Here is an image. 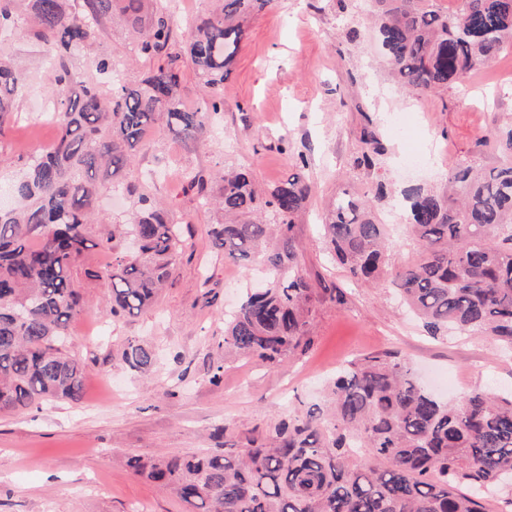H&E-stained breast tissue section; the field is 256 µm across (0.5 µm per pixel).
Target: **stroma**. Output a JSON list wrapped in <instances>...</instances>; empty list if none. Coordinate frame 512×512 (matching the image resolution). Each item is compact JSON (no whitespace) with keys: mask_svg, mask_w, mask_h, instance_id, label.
Masks as SVG:
<instances>
[{"mask_svg":"<svg viewBox=\"0 0 512 512\" xmlns=\"http://www.w3.org/2000/svg\"><path fill=\"white\" fill-rule=\"evenodd\" d=\"M367 0H274L246 25L224 80V112L209 138L187 145L168 132L149 130L148 148L131 167L142 186L182 224L189 247L149 311L113 317L109 283L86 273L111 266V251L93 248L73 270L84 314L69 328V351L85 366L81 403H56L0 413V512H188L174 493L133 474L130 457L183 455L223 449L217 436L230 426L237 438L264 431L294 408L323 396L324 382L346 360L395 352L417 381L441 401L485 389L512 391V352L478 336H428L401 305L393 288L352 283L324 249L320 224L343 191L371 193L377 178L398 186L436 183L454 162L495 165L475 146L477 136L512 121V48L477 76L439 94L414 95L385 77L369 29ZM360 32L348 42L347 28ZM129 28L114 11L97 41L71 60L90 74L100 55L121 58L124 79L139 82L151 61L128 56ZM0 47L24 75L19 110L0 127V204L29 157L49 150L53 78L39 41L0 30ZM386 148L377 172L352 169L366 122ZM421 161L408 163L411 153ZM312 186L296 219L300 269L312 282L346 292L344 303H313L315 342L277 367L247 358L225 360L224 315L256 282L255 265L225 261L211 248L216 212L202 207L183 177L188 170L244 166L269 188L295 172L299 159ZM393 227L391 268L410 265L417 247L398 198L379 207ZM152 345L158 361L145 373L129 371L120 353L128 340ZM223 362L220 382L213 365Z\"/></svg>","mask_w":512,"mask_h":512,"instance_id":"35a3bbf8","label":"stroma"}]
</instances>
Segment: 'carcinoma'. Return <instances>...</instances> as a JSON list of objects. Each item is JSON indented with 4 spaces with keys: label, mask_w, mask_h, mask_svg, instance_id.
Listing matches in <instances>:
<instances>
[{
    "label": "carcinoma",
    "mask_w": 512,
    "mask_h": 512,
    "mask_svg": "<svg viewBox=\"0 0 512 512\" xmlns=\"http://www.w3.org/2000/svg\"><path fill=\"white\" fill-rule=\"evenodd\" d=\"M0 0V29L32 34L54 63L58 135L14 181V206L0 208V412L47 402L81 401L84 366L65 348L70 322L84 311L72 270L91 247L119 251L112 266L89 271L109 281L112 317L150 307L187 248L182 227L135 184L129 222L93 238L105 179L128 169L163 125L201 142L224 111V78L244 36V21L272 0H213L181 50H175L170 6L155 0ZM388 76L402 91L423 95L460 85L512 47V0H459L452 13L439 0H369ZM133 29L130 51L154 61L138 83L110 91L78 76L74 52L92 45L116 5ZM189 60L211 89L200 107L179 94ZM21 74L0 56V126L18 111ZM352 168H378L384 146L364 129ZM498 165L448 167L442 190L403 191L418 255L386 268L390 240L373 197L336 196L323 236L352 280L391 278L403 301L433 337L455 330L489 336L512 348V124L482 137ZM203 206L224 220L210 225L227 261L261 258L263 281L224 318V354L268 366L314 343L312 304L318 289L299 272L295 219L311 185L301 172L267 192L253 172L204 171L187 176ZM132 371L156 363L154 350L130 340L122 354ZM370 459L360 464L354 449ZM126 466L172 490L190 512H485L481 488L512 483V392L472 391L442 403L421 389L395 355L367 356L336 374L323 405L246 438L236 452L129 457Z\"/></svg>",
    "instance_id": "cac0c4a2"
}]
</instances>
